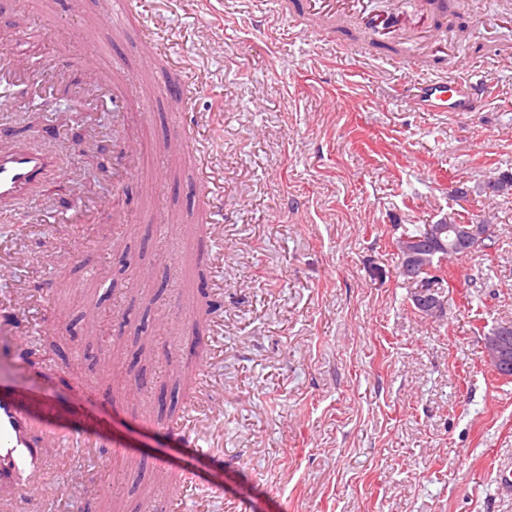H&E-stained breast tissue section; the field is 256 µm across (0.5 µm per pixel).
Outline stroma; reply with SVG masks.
I'll list each match as a JSON object with an SVG mask.
<instances>
[{"label":"stroma","instance_id":"35a3bbf8","mask_svg":"<svg viewBox=\"0 0 512 512\" xmlns=\"http://www.w3.org/2000/svg\"><path fill=\"white\" fill-rule=\"evenodd\" d=\"M67 0H0V31L23 20L34 71L97 46L124 73L137 69L141 30L170 60L190 62L197 92L185 109L204 168L156 153L171 128L158 100L135 124L156 181L129 180L112 213V171L73 132L113 140L111 103L74 111L62 99L0 91V127L61 166L80 169L103 205L77 225L86 242L64 268L46 265L55 227L38 224L18 278L60 282L52 320L31 356L62 366L47 391L65 425L100 418L123 454L76 459L57 486L83 512H176L169 473L188 468L222 486L194 490L185 512H512L496 469L512 466V381L482 362L483 339L512 324V0H457L465 31L442 57L402 37L368 43L355 19L300 14L298 0H136L133 31L86 29ZM472 79L488 87L481 111L423 112L403 98L417 80ZM224 211L223 273L197 261L205 241L190 219L201 186ZM494 225L489 249L449 266L441 317L414 309L392 242L405 224L448 217ZM182 235L163 229L171 219ZM184 257L181 267L167 263ZM153 285L135 286L133 270ZM224 300V326L203 358L211 411L194 433L202 456L152 422L154 398L115 393L103 355L124 348L125 380L170 383L198 295ZM112 398L102 412L71 379Z\"/></svg>","mask_w":512,"mask_h":512}]
</instances>
